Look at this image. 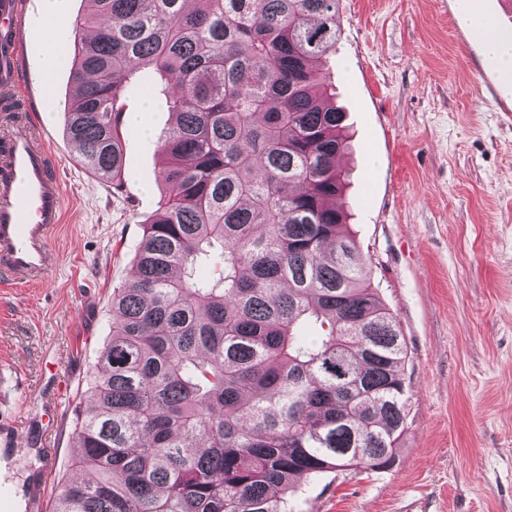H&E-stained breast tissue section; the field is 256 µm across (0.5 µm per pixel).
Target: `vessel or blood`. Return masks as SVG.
Returning a JSON list of instances; mask_svg holds the SVG:
<instances>
[{
  "label": "vessel or blood",
  "mask_w": 512,
  "mask_h": 512,
  "mask_svg": "<svg viewBox=\"0 0 512 512\" xmlns=\"http://www.w3.org/2000/svg\"><path fill=\"white\" fill-rule=\"evenodd\" d=\"M23 0H0V28L11 41L0 88L23 111L22 130L0 139V283L41 282L56 263L52 237L64 217L65 196L55 156L33 131L39 122L24 93Z\"/></svg>",
  "instance_id": "b4317fda"
}]
</instances>
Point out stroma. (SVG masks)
I'll use <instances>...</instances> for the list:
<instances>
[{
	"label": "stroma",
	"mask_w": 512,
	"mask_h": 512,
	"mask_svg": "<svg viewBox=\"0 0 512 512\" xmlns=\"http://www.w3.org/2000/svg\"><path fill=\"white\" fill-rule=\"evenodd\" d=\"M24 76H41L43 0H26ZM488 14L512 31V0H339L337 53L322 72L348 112L349 229L396 317L408 358L405 442L386 471L315 474L291 512H512V87L459 23ZM38 101L66 215L46 282L0 287V365L17 371L19 419L0 415V512H25L45 477L50 512L72 469V421L111 333L112 291L130 277L159 210L158 135L171 123L149 68L130 96L122 191L90 174L63 134L73 46Z\"/></svg>",
	"instance_id": "1"
}]
</instances>
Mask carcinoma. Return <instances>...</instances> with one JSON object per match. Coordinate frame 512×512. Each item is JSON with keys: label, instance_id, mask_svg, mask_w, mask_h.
Here are the masks:
<instances>
[{"label": "carcinoma", "instance_id": "obj_1", "mask_svg": "<svg viewBox=\"0 0 512 512\" xmlns=\"http://www.w3.org/2000/svg\"><path fill=\"white\" fill-rule=\"evenodd\" d=\"M64 133L123 188L133 65L165 80L160 211L112 293L53 512H287L302 479L388 470L405 338L347 230L320 71L339 0H84Z\"/></svg>", "mask_w": 512, "mask_h": 512}]
</instances>
